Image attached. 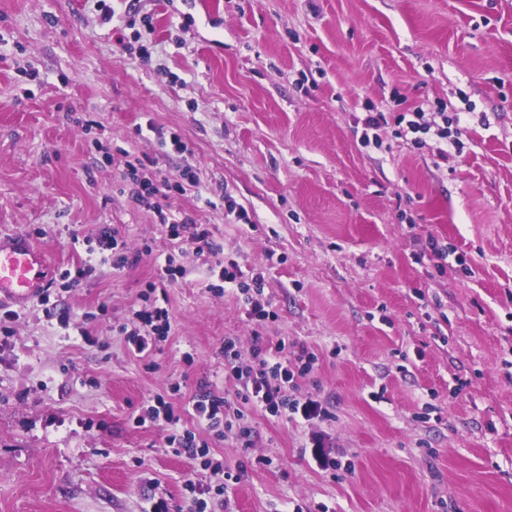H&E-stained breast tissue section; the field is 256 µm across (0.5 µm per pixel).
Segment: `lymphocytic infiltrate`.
Returning <instances> with one entry per match:
<instances>
[{
  "mask_svg": "<svg viewBox=\"0 0 512 512\" xmlns=\"http://www.w3.org/2000/svg\"><path fill=\"white\" fill-rule=\"evenodd\" d=\"M460 116L444 117L442 126H434L426 112H400L386 116L382 112H370L362 120L364 136L363 144H370L371 132L388 125H395L397 137H411L414 145H421L428 134H436L440 139H447L450 126L460 123ZM144 165L143 159L133 158L126 163V179L131 180L133 191L131 196L137 203L152 202L159 223L168 225L172 237L188 234L190 240L205 244L211 251H218L219 245L213 239L208 225L197 223L192 215L172 212L163 209L160 200L169 192L184 191L185 187H198L199 181L192 167H184L171 178L152 181L139 177L138 172ZM234 289L239 302L251 322L261 325L274 312L270 302L264 295V283L261 277H248L238 266L224 269L220 274L219 284L213 285L215 294H223L225 289ZM138 326L127 332L126 343L129 349L137 354H148L155 350L159 341L164 340L171 330V318L167 309L152 307L138 311ZM224 361L226 368L237 380L239 388L236 396L243 403L260 408L270 416L289 420L302 419L307 422H319L331 419L332 413L317 397L311 394L296 395L289 393L288 385L297 379L312 373L317 362L313 352L305 346L293 347L285 341L265 344L255 341L251 348L249 361H242L241 354L234 340L224 342ZM152 417H165L172 424L173 430L168 436L170 444L175 445L177 453L192 458H204L206 468L213 473L224 470L222 462L210 461V448L207 442L198 441L195 433L190 430H177V417L170 403L164 397H156L150 408Z\"/></svg>",
  "mask_w": 512,
  "mask_h": 512,
  "instance_id": "lymphocytic-infiltrate-1",
  "label": "lymphocytic infiltrate"
}]
</instances>
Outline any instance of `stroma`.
Here are the masks:
<instances>
[{
	"instance_id": "obj_1",
	"label": "stroma",
	"mask_w": 512,
	"mask_h": 512,
	"mask_svg": "<svg viewBox=\"0 0 512 512\" xmlns=\"http://www.w3.org/2000/svg\"><path fill=\"white\" fill-rule=\"evenodd\" d=\"M0 0V235L48 259L51 300L15 305L0 330V512H512V0ZM151 24H144V16ZM150 59L126 51L134 37ZM464 113L460 154L439 157L384 130L362 147L367 111ZM176 130L188 156L164 153ZM148 173L191 164L251 219L231 223L200 190L173 209L209 225L223 256L172 240L124 190V153ZM134 263L89 257L99 225ZM444 273L415 261L428 237ZM151 254H144V246ZM186 268L157 295L171 331L151 358L121 326L144 309L166 257ZM263 274L276 319L247 320L207 289L221 258ZM90 264L80 284L59 276ZM313 351L298 381L333 414L312 425L245 411L243 449L194 414L202 390L235 393L224 342L255 336ZM180 428L239 474L199 510L164 420L136 425L156 396ZM326 433L342 469L306 444Z\"/></svg>"
}]
</instances>
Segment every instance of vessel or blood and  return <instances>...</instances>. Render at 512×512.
Instances as JSON below:
<instances>
[{
	"label": "vessel or blood",
	"mask_w": 512,
	"mask_h": 512,
	"mask_svg": "<svg viewBox=\"0 0 512 512\" xmlns=\"http://www.w3.org/2000/svg\"><path fill=\"white\" fill-rule=\"evenodd\" d=\"M48 284L47 259L26 236L0 238V304L29 301Z\"/></svg>",
	"instance_id": "1"
}]
</instances>
